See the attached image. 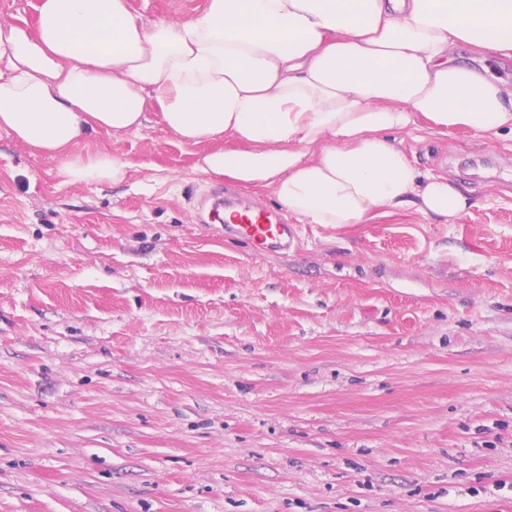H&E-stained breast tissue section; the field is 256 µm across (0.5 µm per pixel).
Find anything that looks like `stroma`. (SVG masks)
Segmentation results:
<instances>
[{"instance_id": "35a3bbf8", "label": "stroma", "mask_w": 512, "mask_h": 512, "mask_svg": "<svg viewBox=\"0 0 512 512\" xmlns=\"http://www.w3.org/2000/svg\"><path fill=\"white\" fill-rule=\"evenodd\" d=\"M204 0H129L186 20ZM87 148L118 185L61 181L0 130V512H512V137L395 139L468 198L225 239L164 129Z\"/></svg>"}]
</instances>
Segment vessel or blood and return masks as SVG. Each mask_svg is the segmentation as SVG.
<instances>
[{
    "instance_id": "vessel-or-blood-1",
    "label": "vessel or blood",
    "mask_w": 512,
    "mask_h": 512,
    "mask_svg": "<svg viewBox=\"0 0 512 512\" xmlns=\"http://www.w3.org/2000/svg\"><path fill=\"white\" fill-rule=\"evenodd\" d=\"M224 205L229 210L225 237L242 240L259 252L286 251L298 244V227L290 223L286 213L239 206L229 199Z\"/></svg>"
}]
</instances>
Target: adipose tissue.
<instances>
[{"mask_svg": "<svg viewBox=\"0 0 512 512\" xmlns=\"http://www.w3.org/2000/svg\"><path fill=\"white\" fill-rule=\"evenodd\" d=\"M37 12L0 23V130L70 184L124 181L127 162L85 145L139 131L153 101L183 143H215L198 172L270 188L302 223L414 211L451 224L466 197L393 133L512 134V86L456 57L512 58V0H204L179 22L128 0Z\"/></svg>", "mask_w": 512, "mask_h": 512, "instance_id": "1", "label": "adipose tissue"}]
</instances>
